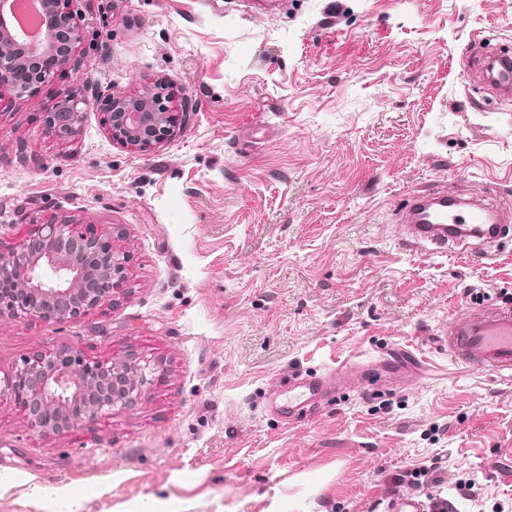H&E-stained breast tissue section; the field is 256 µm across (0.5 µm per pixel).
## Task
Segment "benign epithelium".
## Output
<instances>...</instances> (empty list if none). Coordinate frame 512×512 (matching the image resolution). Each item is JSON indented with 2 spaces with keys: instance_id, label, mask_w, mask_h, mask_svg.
<instances>
[{
  "instance_id": "benign-epithelium-1",
  "label": "benign epithelium",
  "mask_w": 512,
  "mask_h": 512,
  "mask_svg": "<svg viewBox=\"0 0 512 512\" xmlns=\"http://www.w3.org/2000/svg\"><path fill=\"white\" fill-rule=\"evenodd\" d=\"M14 0H0V86L33 100L36 88L70 64L84 35L70 8L71 0H41L46 28L43 43L29 49L18 43L7 20ZM104 96L111 138L145 152L169 137L189 111L186 98L150 91L132 98L96 90ZM91 98L71 94L46 115V131L74 137ZM122 270L112 246L71 224L46 223L20 248L0 255V317L30 315L45 321L74 318L112 296V278ZM149 364L129 358L121 365L91 361L76 349L35 350L10 375L0 378V397H10L25 411L33 431L59 433L91 423L115 407H131L147 382Z\"/></svg>"
}]
</instances>
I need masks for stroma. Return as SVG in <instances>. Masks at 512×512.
I'll return each instance as SVG.
<instances>
[{"label": "stroma", "instance_id": "35a3bbf8", "mask_svg": "<svg viewBox=\"0 0 512 512\" xmlns=\"http://www.w3.org/2000/svg\"><path fill=\"white\" fill-rule=\"evenodd\" d=\"M77 66L0 112V253L54 220L110 240L111 297L45 322L0 318V377L37 349L150 363L137 403L63 433L0 403V512H385L389 478L436 464L456 512H512V378L439 343L468 307L512 304L494 260L405 247L417 188L474 193L512 217V102L474 109L473 37L512 51V0H72ZM191 110L141 152L101 110L45 130L73 91L155 85ZM398 351L400 385L322 400L291 424L290 376ZM487 489L481 507L457 480ZM56 486L60 500L38 490Z\"/></svg>", "mask_w": 512, "mask_h": 512}]
</instances>
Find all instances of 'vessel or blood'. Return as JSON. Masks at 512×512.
I'll return each instance as SVG.
<instances>
[{"mask_svg":"<svg viewBox=\"0 0 512 512\" xmlns=\"http://www.w3.org/2000/svg\"><path fill=\"white\" fill-rule=\"evenodd\" d=\"M479 50L466 56L464 77L480 92L499 100L512 98V53L478 38ZM403 244L433 253L447 252L449 244L476 239L482 256L492 259L491 243L512 236V226L478 200L431 186L414 191L401 211ZM441 341L456 364L476 371L512 373V305L493 306L464 313L451 323ZM368 369H340L331 374L296 375L287 389L274 391L271 404L284 420L309 411L325 390L344 393L368 383Z\"/></svg>","mask_w":512,"mask_h":512,"instance_id":"b4317fda","label":"vessel or blood"}]
</instances>
